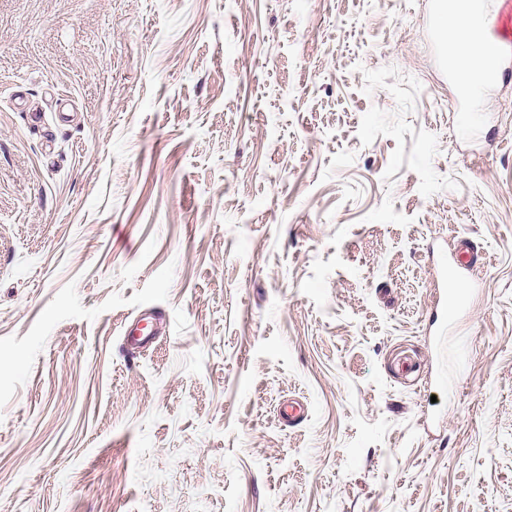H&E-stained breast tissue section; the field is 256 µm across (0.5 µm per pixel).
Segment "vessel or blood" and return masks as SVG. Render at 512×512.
Listing matches in <instances>:
<instances>
[{
    "mask_svg": "<svg viewBox=\"0 0 512 512\" xmlns=\"http://www.w3.org/2000/svg\"><path fill=\"white\" fill-rule=\"evenodd\" d=\"M461 8L467 9L471 17L467 39L491 48L490 59L476 64L460 55L451 43L438 45L439 63L453 81L457 101L463 106L474 87L496 82L503 69L512 64V0H434L437 27H444Z\"/></svg>",
    "mask_w": 512,
    "mask_h": 512,
    "instance_id": "obj_1",
    "label": "vessel or blood"
}]
</instances>
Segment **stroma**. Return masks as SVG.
Masks as SVG:
<instances>
[{"instance_id":"stroma-1","label":"stroma","mask_w":512,"mask_h":512,"mask_svg":"<svg viewBox=\"0 0 512 512\" xmlns=\"http://www.w3.org/2000/svg\"><path fill=\"white\" fill-rule=\"evenodd\" d=\"M428 7L0 0V512H512V82Z\"/></svg>"}]
</instances>
